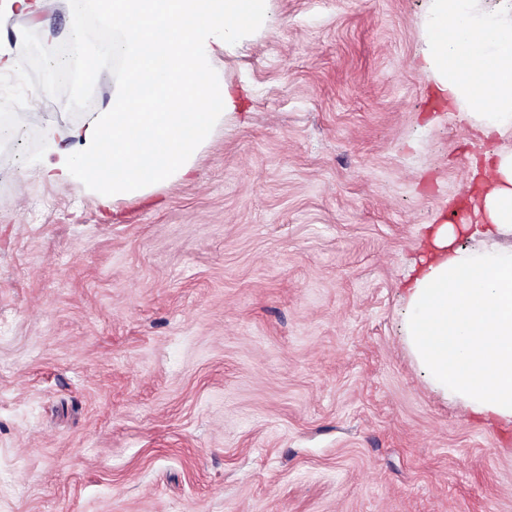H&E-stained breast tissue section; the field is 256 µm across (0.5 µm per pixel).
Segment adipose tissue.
<instances>
[{"instance_id":"ef3b65f1","label":"adipose tissue","mask_w":512,"mask_h":512,"mask_svg":"<svg viewBox=\"0 0 512 512\" xmlns=\"http://www.w3.org/2000/svg\"><path fill=\"white\" fill-rule=\"evenodd\" d=\"M270 0H94L112 29L121 77L99 112L67 131L76 152L46 166L57 183L78 180L102 207L147 196L193 174L195 160L239 100L216 73L270 13ZM427 67L491 140L512 132V0H431ZM476 223L432 225L407 288L410 347L433 388L466 409L512 424V151L486 152ZM469 239L478 248L466 247Z\"/></svg>"}]
</instances>
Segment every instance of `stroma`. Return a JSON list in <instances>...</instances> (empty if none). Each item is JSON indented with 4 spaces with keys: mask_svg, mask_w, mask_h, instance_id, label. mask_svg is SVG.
<instances>
[{
    "mask_svg": "<svg viewBox=\"0 0 512 512\" xmlns=\"http://www.w3.org/2000/svg\"><path fill=\"white\" fill-rule=\"evenodd\" d=\"M430 0H270L216 63L240 112L197 173L104 213L0 141V512H512V424L421 375L404 284L472 158L426 70ZM80 0L0 17L13 81L65 130L111 70ZM72 50L80 58L84 69L91 74H102L106 68V61L99 53H94L86 48L84 37L77 33L72 40Z\"/></svg>",
    "mask_w": 512,
    "mask_h": 512,
    "instance_id": "35a3bbf8",
    "label": "stroma"
}]
</instances>
